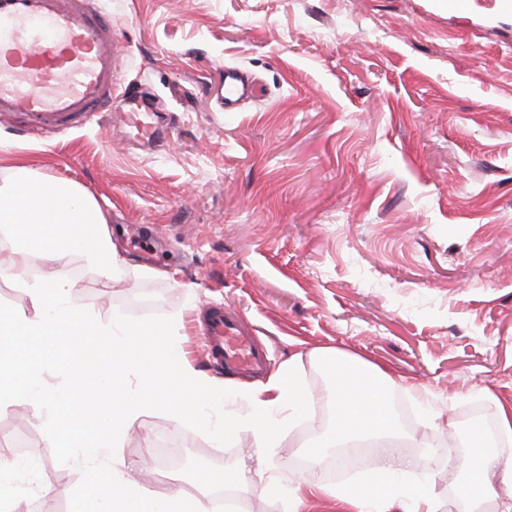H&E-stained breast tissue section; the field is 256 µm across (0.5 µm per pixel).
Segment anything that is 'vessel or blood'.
<instances>
[{
  "label": "vessel or blood",
  "instance_id": "b4317fda",
  "mask_svg": "<svg viewBox=\"0 0 512 512\" xmlns=\"http://www.w3.org/2000/svg\"><path fill=\"white\" fill-rule=\"evenodd\" d=\"M116 64L112 20L95 0H0V116L16 118L17 136L72 128L116 105L141 144L158 147L163 134L147 120L156 104L134 85L117 87ZM259 92L240 70L225 69V111ZM204 340L217 368L259 374L271 365L221 306L206 307Z\"/></svg>",
  "mask_w": 512,
  "mask_h": 512
}]
</instances>
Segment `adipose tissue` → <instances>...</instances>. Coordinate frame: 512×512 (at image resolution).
I'll return each mask as SVG.
<instances>
[{
  "label": "adipose tissue",
  "instance_id": "obj_1",
  "mask_svg": "<svg viewBox=\"0 0 512 512\" xmlns=\"http://www.w3.org/2000/svg\"><path fill=\"white\" fill-rule=\"evenodd\" d=\"M77 252L108 279L134 265L113 242L106 212L79 185L12 162L0 178V275L11 277L39 312L0 316V404L28 400L50 431L48 450H76L88 472L82 512H206L200 500L176 492L147 493L129 479L123 462L112 459L109 451L119 446L131 421L162 407L174 421L188 418L226 438L247 427L264 451L278 447L285 421L304 418L314 401L288 363L248 395L246 418L214 422L210 412L221 393L185 359L178 339L181 317L128 324L116 315L100 322L90 309L69 301V262ZM35 254L44 271L32 277L28 266ZM312 356L326 375L332 412L330 429L309 449L312 457L320 460L328 449L371 438L380 447L382 470L413 469V461L398 456L392 438V374L338 349L317 348ZM47 371L57 376L56 384L43 383ZM496 409V435L473 441L460 465L471 480L455 491L459 512H512V495L498 492L499 486L512 487V405L497 403ZM264 488L293 499L303 491L333 496L347 512H442L444 506L432 483L344 491L312 473L294 486L271 473Z\"/></svg>",
  "mask_w": 512,
  "mask_h": 512
}]
</instances>
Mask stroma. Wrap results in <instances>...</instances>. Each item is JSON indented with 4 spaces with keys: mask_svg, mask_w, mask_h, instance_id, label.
<instances>
[{
    "mask_svg": "<svg viewBox=\"0 0 512 512\" xmlns=\"http://www.w3.org/2000/svg\"><path fill=\"white\" fill-rule=\"evenodd\" d=\"M121 46L119 83L166 107L161 148L127 138L121 112L67 131L18 139L0 123V167L20 159L77 183L108 214L135 261L104 287L81 256L69 300L101 321L183 319L182 347L223 383L224 409L244 413L252 378L213 370L199 318L235 312L273 367L294 362L306 388L325 378L310 358L339 348L425 388L443 408L430 424L405 389L403 446L447 490L448 443L482 387L512 402V8L468 0H101ZM265 94L219 108L224 67ZM150 264L155 274L136 268ZM322 406L257 456L249 430L222 439L167 411L139 416L114 454L137 461L136 483L162 496L198 494L196 475L250 469L240 512H289L268 494L263 466L295 459L326 431ZM177 435L182 466L159 479L147 447ZM47 429L27 401L0 406V449L42 460L56 497L27 495L26 512H69L86 473L74 452L47 454Z\"/></svg>",
    "mask_w": 512,
    "mask_h": 512,
    "instance_id": "1",
    "label": "stroma"
}]
</instances>
